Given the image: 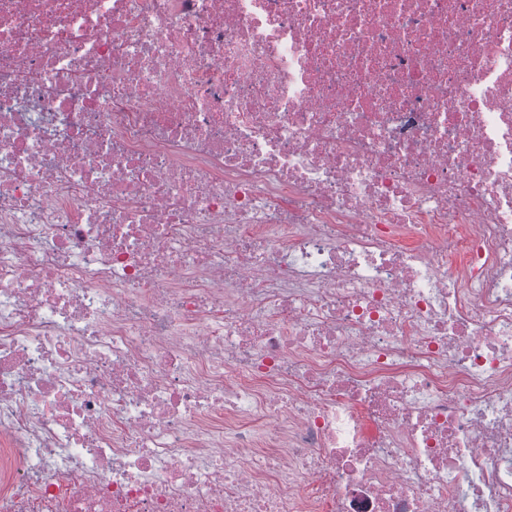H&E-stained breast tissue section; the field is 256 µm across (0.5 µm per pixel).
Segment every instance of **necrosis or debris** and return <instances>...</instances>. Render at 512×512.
I'll return each mask as SVG.
<instances>
[{"label": "necrosis or debris", "instance_id": "necrosis-or-debris-1", "mask_svg": "<svg viewBox=\"0 0 512 512\" xmlns=\"http://www.w3.org/2000/svg\"><path fill=\"white\" fill-rule=\"evenodd\" d=\"M0 512H512V0H0Z\"/></svg>", "mask_w": 512, "mask_h": 512}]
</instances>
